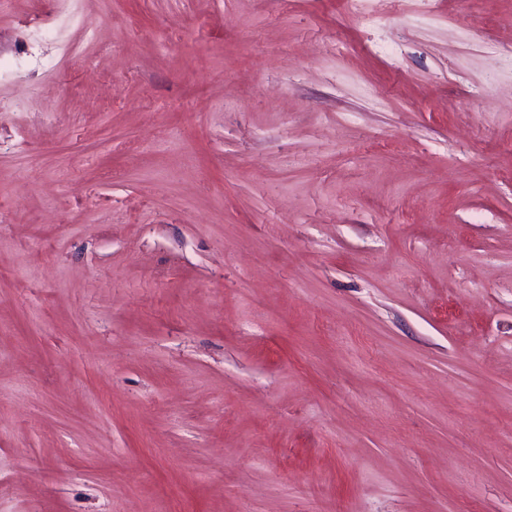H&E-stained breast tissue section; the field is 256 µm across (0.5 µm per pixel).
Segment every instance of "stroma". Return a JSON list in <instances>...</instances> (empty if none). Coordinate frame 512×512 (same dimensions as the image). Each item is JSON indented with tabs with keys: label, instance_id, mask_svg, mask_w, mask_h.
<instances>
[{
	"label": "stroma",
	"instance_id": "1",
	"mask_svg": "<svg viewBox=\"0 0 512 512\" xmlns=\"http://www.w3.org/2000/svg\"><path fill=\"white\" fill-rule=\"evenodd\" d=\"M39 2L0 512H512V0Z\"/></svg>",
	"mask_w": 512,
	"mask_h": 512
}]
</instances>
